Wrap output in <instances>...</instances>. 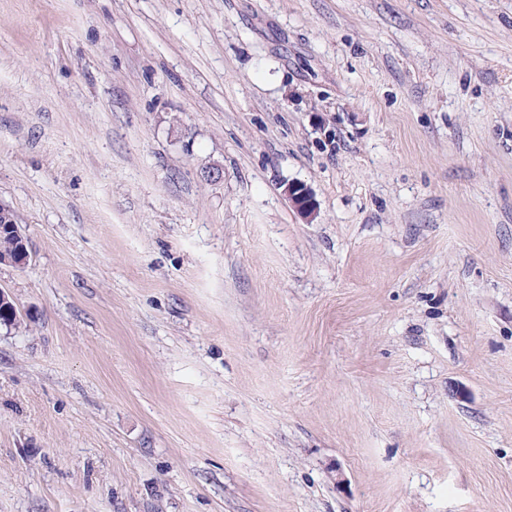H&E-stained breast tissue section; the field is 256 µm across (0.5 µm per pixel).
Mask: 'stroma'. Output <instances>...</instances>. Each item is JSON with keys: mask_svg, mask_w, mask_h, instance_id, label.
Returning <instances> with one entry per match:
<instances>
[{"mask_svg": "<svg viewBox=\"0 0 512 512\" xmlns=\"http://www.w3.org/2000/svg\"><path fill=\"white\" fill-rule=\"evenodd\" d=\"M0 205V512H512V0H0ZM0 218V226L3 227L0 235V252L9 254L21 253L24 250V247L22 245V240L18 239L21 237L17 227H10V230H12L14 235L12 232L7 230L9 223L18 224L14 212L11 209L4 208L3 211L1 210ZM3 221L6 223L2 224Z\"/></svg>", "mask_w": 512, "mask_h": 512, "instance_id": "obj_1", "label": "stroma"}]
</instances>
